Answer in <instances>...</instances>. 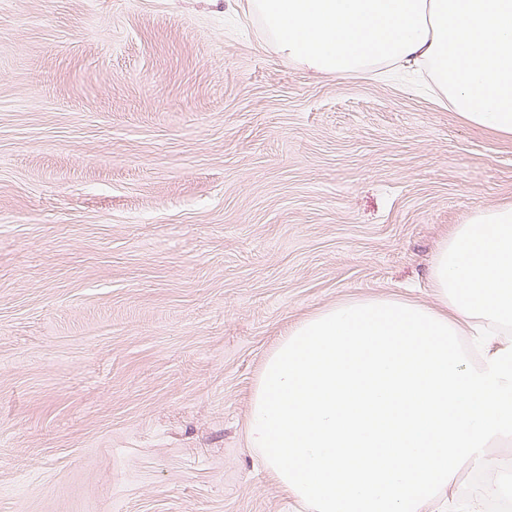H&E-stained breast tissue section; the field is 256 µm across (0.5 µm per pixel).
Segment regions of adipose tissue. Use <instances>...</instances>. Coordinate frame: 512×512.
<instances>
[{
  "label": "adipose tissue",
  "instance_id": "obj_1",
  "mask_svg": "<svg viewBox=\"0 0 512 512\" xmlns=\"http://www.w3.org/2000/svg\"><path fill=\"white\" fill-rule=\"evenodd\" d=\"M273 49L324 74L426 64L469 125L512 139V0H251Z\"/></svg>",
  "mask_w": 512,
  "mask_h": 512
}]
</instances>
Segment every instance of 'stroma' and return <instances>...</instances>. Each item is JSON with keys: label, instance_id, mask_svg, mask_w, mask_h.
Instances as JSON below:
<instances>
[{"label": "stroma", "instance_id": "stroma-1", "mask_svg": "<svg viewBox=\"0 0 512 512\" xmlns=\"http://www.w3.org/2000/svg\"><path fill=\"white\" fill-rule=\"evenodd\" d=\"M428 83L282 59L251 0H0V512H305L246 443L265 356L435 304L512 201V140ZM476 468L426 512H485Z\"/></svg>", "mask_w": 512, "mask_h": 512}]
</instances>
